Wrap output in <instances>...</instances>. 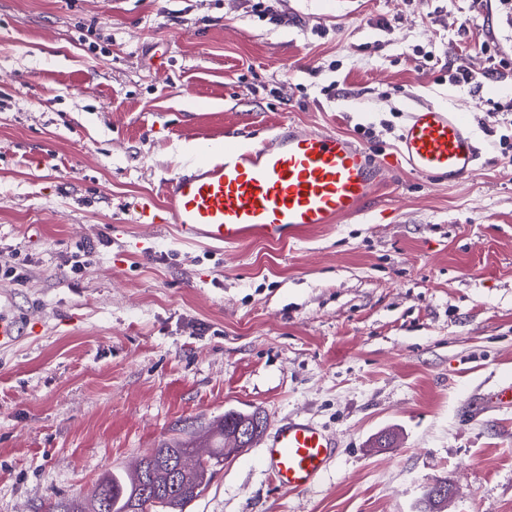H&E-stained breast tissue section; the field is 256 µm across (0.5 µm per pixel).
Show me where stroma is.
<instances>
[{
  "label": "stroma",
  "instance_id": "stroma-1",
  "mask_svg": "<svg viewBox=\"0 0 512 512\" xmlns=\"http://www.w3.org/2000/svg\"><path fill=\"white\" fill-rule=\"evenodd\" d=\"M0 0V512L88 497L224 411L308 418L336 460L272 488L260 446L189 512H512V68L471 0ZM433 50L436 61L424 54ZM466 65L473 84L448 76ZM499 75H492V68ZM464 109L483 151L454 185L385 173L367 208L283 243L182 241L133 205L294 121L394 152L408 112ZM389 436V446L375 442Z\"/></svg>",
  "mask_w": 512,
  "mask_h": 512
}]
</instances>
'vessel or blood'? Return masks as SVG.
I'll return each instance as SVG.
<instances>
[{
  "label": "vessel or blood",
  "instance_id": "vessel-or-blood-1",
  "mask_svg": "<svg viewBox=\"0 0 512 512\" xmlns=\"http://www.w3.org/2000/svg\"><path fill=\"white\" fill-rule=\"evenodd\" d=\"M512 54V7L493 30ZM383 156L348 137L281 123L251 147L225 132L217 156H198L163 182L161 199L136 204L142 224H173L188 242L237 245L251 234L271 242L312 224L360 214L387 169H408L436 183L476 176L481 151L466 113L432 104L413 109ZM336 458V440L309 419L280 421L263 443L261 463L276 488L303 492L317 485Z\"/></svg>",
  "mask_w": 512,
  "mask_h": 512
}]
</instances>
